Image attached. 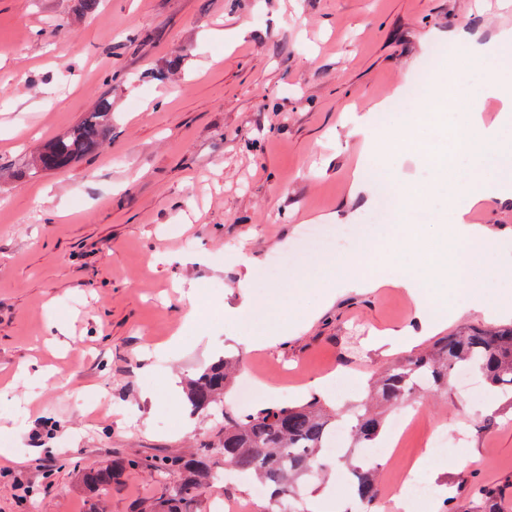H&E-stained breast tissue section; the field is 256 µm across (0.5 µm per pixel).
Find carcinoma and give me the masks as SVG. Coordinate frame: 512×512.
I'll use <instances>...</instances> for the list:
<instances>
[{
	"mask_svg": "<svg viewBox=\"0 0 512 512\" xmlns=\"http://www.w3.org/2000/svg\"><path fill=\"white\" fill-rule=\"evenodd\" d=\"M112 129V103L101 98L94 109L69 135L48 142L27 163V173L36 177L47 170L62 169L78 157L96 152ZM459 367L480 375L487 385L512 394V326L498 329L464 328L442 336L413 355L396 359L369 384L365 401L351 410L338 409L313 398L300 404H262L246 414L224 406L222 454L224 468L267 484L268 512H298L297 481L311 478L332 465H343L349 474L346 496L360 512H372L379 494V467L363 458L336 460L322 455V448L337 424L347 425L360 448H373L386 425V412L421 396L445 388L448 376ZM232 363L220 359L189 382L186 395L196 412L222 403L232 387ZM208 449L193 457H165L147 461L121 457L102 467L83 471L82 479L95 493L112 489V482L151 467L165 482L169 497L154 512H167L169 503L187 507L204 487L215 480L207 462Z\"/></svg>",
	"mask_w": 512,
	"mask_h": 512,
	"instance_id": "carcinoma-1",
	"label": "carcinoma"
}]
</instances>
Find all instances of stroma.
Masks as SVG:
<instances>
[{"instance_id": "obj_1", "label": "stroma", "mask_w": 512, "mask_h": 512, "mask_svg": "<svg viewBox=\"0 0 512 512\" xmlns=\"http://www.w3.org/2000/svg\"><path fill=\"white\" fill-rule=\"evenodd\" d=\"M465 27L486 42L512 28L502 0H0V512H133L163 498L144 468L91 497L82 472L125 456L218 451L224 419H186V380L221 357L263 383V402L288 390L346 408L394 361L377 348L406 330L432 343L401 288H342L322 301L300 281L319 249L309 225L388 224L385 202L352 195L363 150L354 116L382 117L397 98L425 100L419 72L448 71L443 32ZM112 130L67 170L24 174L41 142L69 132L100 98ZM393 191L425 190L432 173L410 153L392 159ZM498 232L500 274L512 272V200L470 211ZM251 263L249 290L239 282ZM194 287L187 302L181 287ZM258 308L238 314L244 295ZM277 296L276 322L312 312L279 343L246 349ZM485 383L450 380L423 404L390 469L450 433L451 458L428 460L420 479L444 494L507 488L512 512V414ZM494 418L495 425L479 431ZM232 499L265 512L252 486L217 482L192 512Z\"/></svg>"}]
</instances>
